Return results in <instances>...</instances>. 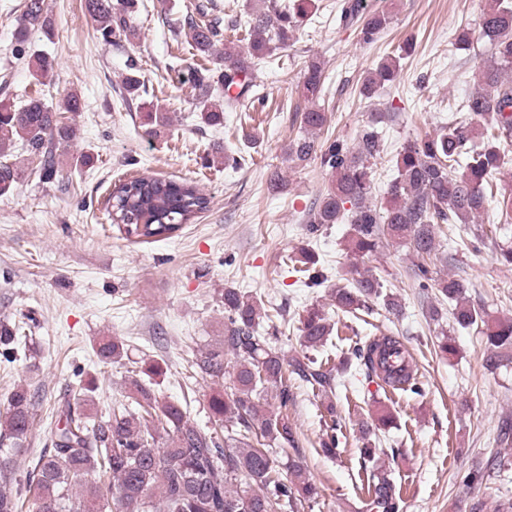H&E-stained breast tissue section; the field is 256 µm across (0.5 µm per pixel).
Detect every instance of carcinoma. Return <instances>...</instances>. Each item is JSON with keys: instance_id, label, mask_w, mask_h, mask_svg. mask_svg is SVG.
Masks as SVG:
<instances>
[{"instance_id": "1", "label": "carcinoma", "mask_w": 512, "mask_h": 512, "mask_svg": "<svg viewBox=\"0 0 512 512\" xmlns=\"http://www.w3.org/2000/svg\"><path fill=\"white\" fill-rule=\"evenodd\" d=\"M131 0H88L97 29L106 41L127 32L126 10ZM315 0H293L286 5L268 0L266 11L252 17L249 50L244 56L232 41L217 48L220 24L198 21L206 16L203 6L186 14L187 28L196 55L219 65L218 81L225 99L209 91V69L187 65L175 70L176 79L198 91L195 108L199 123H224V105L232 104L252 87L249 69L265 63L277 51L286 50L296 29ZM339 21L357 25L364 43H371L386 28L388 18L368 9L366 0H344ZM51 33L53 23L43 0H26L24 17L13 32V51L26 55L33 30ZM494 58L478 85L462 103L448 105L451 117L447 132L436 137L407 141L397 154L395 174L389 182L387 203H372L375 174L371 160L384 151L381 132L373 124L364 126L355 147L334 139L318 143L308 133L321 130L327 115L316 101L324 91V76L318 62L307 63L301 85L302 96L311 106L301 113L306 135L287 147L299 163L320 159L330 183L312 208L309 232L325 224H351L348 273L351 281L335 290L336 308L353 314L373 311L382 301L392 312L401 305L371 272L361 266L383 239L413 249L410 270L421 288H436L447 300L453 322L474 329L486 338L490 370L512 364V318L490 317L484 310L461 302L464 285L455 279H435L427 259L436 248L439 224H467L480 213L485 202L496 197L493 173L503 163L499 142L512 136V81L502 72L512 69V0H488L479 37ZM401 57L383 59L367 76L360 95L373 97L400 69ZM29 71L43 85L52 62L43 54H32ZM458 112H489L492 121L480 131L458 118ZM74 136L60 113L35 92L17 104L0 100V196L16 188L21 169L10 161L20 150L40 162L46 180L59 173L58 150ZM111 219L124 238L137 242L169 239L186 224L208 210L209 198L186 181L151 176H133L119 181L109 195ZM301 274L312 285L325 281L312 250L304 248L295 259ZM259 300L236 288L224 289V337L192 351L188 368L197 370L216 389L208 400L214 427L204 431L186 419V410L175 402L161 400L152 382L133 381L137 397L104 416L86 411L90 386L59 399L51 428V447L31 458L25 480L15 481L13 453L21 450L32 431L35 394L26 388L12 391L0 412V512H300L316 489L300 464L301 448L293 426L290 406L292 381L299 380L325 400L322 448L332 453L339 447L340 416L336 410L338 383L327 362L310 356L288 360L272 346L279 328L271 335L259 333ZM302 344L307 349L324 345L331 334L328 317L319 308L305 310L298 319ZM25 322L0 323V357L16 359ZM119 344L104 339L96 355L108 364L121 357ZM232 354L233 369L226 370L224 356ZM345 361L377 380L382 389L398 394H420L409 354L394 336L357 339L347 348ZM276 392L278 405L271 409L260 402V392ZM8 442L10 447L1 444ZM376 444L367 441L360 449L367 477L368 507L371 512H403L404 499L387 470L368 467L375 461ZM503 466L501 453L464 477L469 485L493 483ZM287 475H282V471Z\"/></svg>"}]
</instances>
